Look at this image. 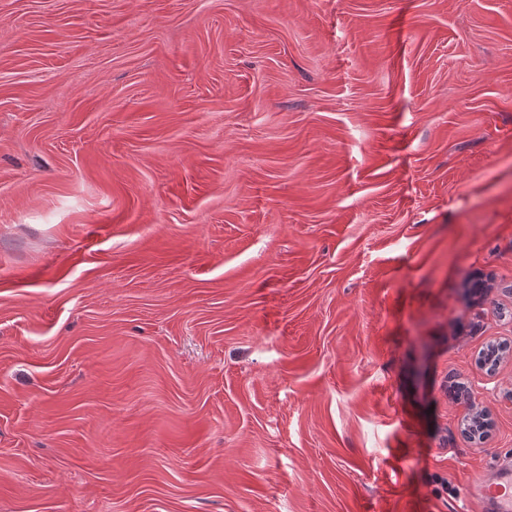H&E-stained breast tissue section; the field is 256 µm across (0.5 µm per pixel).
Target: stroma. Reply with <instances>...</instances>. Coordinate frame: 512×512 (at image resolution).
<instances>
[{
	"instance_id": "obj_1",
	"label": "stroma",
	"mask_w": 512,
	"mask_h": 512,
	"mask_svg": "<svg viewBox=\"0 0 512 512\" xmlns=\"http://www.w3.org/2000/svg\"><path fill=\"white\" fill-rule=\"evenodd\" d=\"M490 343L512 0H0V512H455Z\"/></svg>"
}]
</instances>
